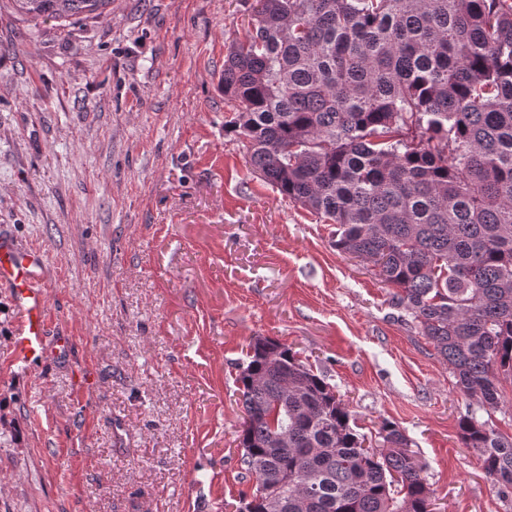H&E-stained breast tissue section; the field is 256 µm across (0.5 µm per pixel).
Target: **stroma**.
Masks as SVG:
<instances>
[{"instance_id":"stroma-1","label":"stroma","mask_w":512,"mask_h":512,"mask_svg":"<svg viewBox=\"0 0 512 512\" xmlns=\"http://www.w3.org/2000/svg\"><path fill=\"white\" fill-rule=\"evenodd\" d=\"M255 0H112L67 27L0 0V237L44 258L51 336L12 365L0 288V512H236L250 343L295 351L376 436L396 423L436 512H512L464 447L433 345L336 227L255 172L224 55Z\"/></svg>"}]
</instances>
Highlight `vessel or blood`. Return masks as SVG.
<instances>
[{"label":"vessel or blood","instance_id":"obj_1","mask_svg":"<svg viewBox=\"0 0 512 512\" xmlns=\"http://www.w3.org/2000/svg\"><path fill=\"white\" fill-rule=\"evenodd\" d=\"M43 276L40 252L0 240V287L9 290L19 314L13 362L25 370L34 369L51 350L47 347L51 307L41 286Z\"/></svg>","mask_w":512,"mask_h":512}]
</instances>
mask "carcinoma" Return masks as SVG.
I'll return each instance as SVG.
<instances>
[{
	"instance_id": "cac0c4a2",
	"label": "carcinoma",
	"mask_w": 512,
	"mask_h": 512,
	"mask_svg": "<svg viewBox=\"0 0 512 512\" xmlns=\"http://www.w3.org/2000/svg\"><path fill=\"white\" fill-rule=\"evenodd\" d=\"M14 2L64 26L112 0ZM224 98L255 171L398 288L477 404L459 419L463 444L511 495L512 436L477 410H497L512 380V0H256L224 56ZM238 381L255 480L238 512H433L399 426L382 422L364 447L290 348L256 338Z\"/></svg>"
}]
</instances>
